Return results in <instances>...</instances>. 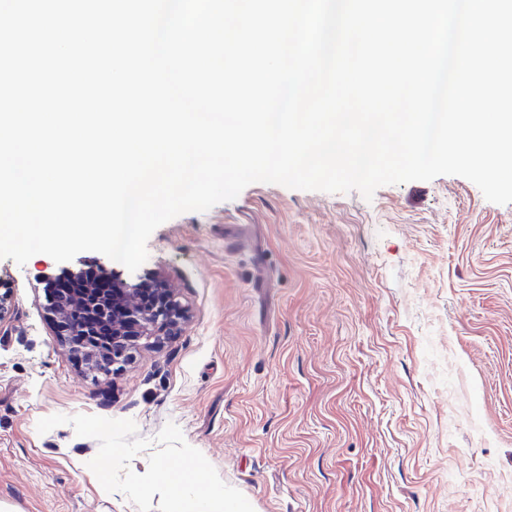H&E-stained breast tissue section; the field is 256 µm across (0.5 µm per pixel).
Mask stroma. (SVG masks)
<instances>
[{
  "label": "stroma",
  "instance_id": "obj_1",
  "mask_svg": "<svg viewBox=\"0 0 512 512\" xmlns=\"http://www.w3.org/2000/svg\"><path fill=\"white\" fill-rule=\"evenodd\" d=\"M136 271L0 259V512H138L41 418L175 423L254 512H512V203L444 175L372 200L253 183L160 225ZM94 264L190 319L117 374L62 346L45 284Z\"/></svg>",
  "mask_w": 512,
  "mask_h": 512
}]
</instances>
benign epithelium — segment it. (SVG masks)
<instances>
[{
  "label": "benign epithelium",
  "mask_w": 512,
  "mask_h": 512,
  "mask_svg": "<svg viewBox=\"0 0 512 512\" xmlns=\"http://www.w3.org/2000/svg\"><path fill=\"white\" fill-rule=\"evenodd\" d=\"M145 288L144 283L131 287L114 279L112 292L101 294L77 280L61 294L55 282H47L48 311L62 345L88 370L110 367L115 373L144 337L152 336L158 344L161 337L174 335L188 320V311L170 296L144 301Z\"/></svg>",
  "instance_id": "1"
}]
</instances>
